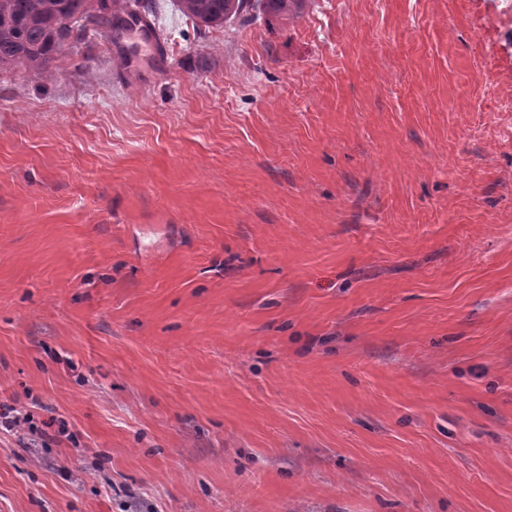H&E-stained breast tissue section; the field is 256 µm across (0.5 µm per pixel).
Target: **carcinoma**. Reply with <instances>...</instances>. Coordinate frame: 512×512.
Listing matches in <instances>:
<instances>
[{
	"label": "carcinoma",
	"mask_w": 512,
	"mask_h": 512,
	"mask_svg": "<svg viewBox=\"0 0 512 512\" xmlns=\"http://www.w3.org/2000/svg\"><path fill=\"white\" fill-rule=\"evenodd\" d=\"M304 0H176L178 11L197 25L222 26L256 6L286 21ZM130 0H0V68L22 66L48 79L54 63L69 41L86 33L74 29L72 20L87 16L97 28L112 29L123 23Z\"/></svg>",
	"instance_id": "obj_1"
}]
</instances>
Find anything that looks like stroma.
I'll list each match as a JSON object with an SVG mask.
<instances>
[{
    "mask_svg": "<svg viewBox=\"0 0 512 512\" xmlns=\"http://www.w3.org/2000/svg\"><path fill=\"white\" fill-rule=\"evenodd\" d=\"M0 70V512H512V0H139ZM304 0H177L178 11L196 25L223 26L240 13L257 6L260 11L286 21Z\"/></svg>",
    "mask_w": 512,
    "mask_h": 512,
    "instance_id": "stroma-1",
    "label": "stroma"
}]
</instances>
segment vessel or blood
<instances>
[{
	"label": "vessel or blood",
	"instance_id": "b4317fda",
	"mask_svg": "<svg viewBox=\"0 0 512 512\" xmlns=\"http://www.w3.org/2000/svg\"><path fill=\"white\" fill-rule=\"evenodd\" d=\"M112 51L123 58L127 79L141 86L169 65L168 53L153 22L140 10L126 14L123 28L113 33Z\"/></svg>",
	"mask_w": 512,
	"mask_h": 512
}]
</instances>
